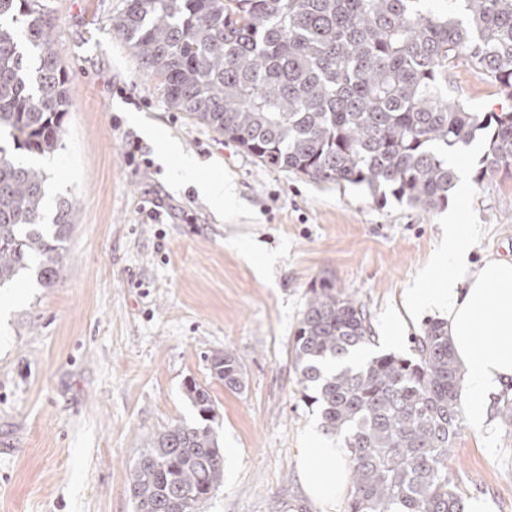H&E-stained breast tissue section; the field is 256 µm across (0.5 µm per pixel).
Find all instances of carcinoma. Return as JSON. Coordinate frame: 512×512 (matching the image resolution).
I'll list each match as a JSON object with an SVG mask.
<instances>
[{
  "label": "carcinoma",
  "instance_id": "cac0c4a2",
  "mask_svg": "<svg viewBox=\"0 0 512 512\" xmlns=\"http://www.w3.org/2000/svg\"><path fill=\"white\" fill-rule=\"evenodd\" d=\"M432 2L125 0L115 30L172 109L262 165L432 210L457 181L438 147L485 130L477 179L512 167V110L473 112L448 93L463 62L512 100V0ZM52 27L37 0H0V131L40 155L59 149L70 105ZM46 190L41 168L0 146V286L30 275L52 288L61 276L74 208L62 200L46 222ZM370 338L361 306L332 283L313 288L295 371L323 433L348 449L345 512H464L448 474L464 375L447 324H425L413 359L353 360ZM208 361L225 388H241L232 352ZM185 394L199 422L172 424L135 460V512H202L224 482L215 402L195 382Z\"/></svg>",
  "mask_w": 512,
  "mask_h": 512
}]
</instances>
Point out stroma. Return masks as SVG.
Masks as SVG:
<instances>
[{"instance_id":"obj_1","label":"stroma","mask_w":512,"mask_h":512,"mask_svg":"<svg viewBox=\"0 0 512 512\" xmlns=\"http://www.w3.org/2000/svg\"><path fill=\"white\" fill-rule=\"evenodd\" d=\"M70 75L59 150L40 157L47 214L74 204L62 274L51 288L22 277L0 288V512H134L127 473L154 436L198 418L187 381L216 404L211 427L234 466L204 512H344L313 501L297 454L320 428L303 400L293 339L314 283L326 279L367 313L371 343L439 251L448 215L478 225L468 262L512 257V169L477 177L476 136L460 151L447 206L374 201L259 164L186 113L171 109L113 28L123 0H39ZM475 112L512 107L470 68L449 76ZM158 136L146 139L141 125ZM230 178L238 208L217 215L195 183L158 161L166 140ZM143 163H129V145ZM161 208L163 223L148 218ZM229 350L245 383L214 379L208 355ZM493 397L481 426L463 420L448 473L463 499L512 512V426Z\"/></svg>"}]
</instances>
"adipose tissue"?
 Listing matches in <instances>:
<instances>
[{
	"label": "adipose tissue",
	"mask_w": 512,
	"mask_h": 512,
	"mask_svg": "<svg viewBox=\"0 0 512 512\" xmlns=\"http://www.w3.org/2000/svg\"><path fill=\"white\" fill-rule=\"evenodd\" d=\"M164 161L195 180L198 190L216 208L234 210L235 186L220 176H203L198 162L184 155L176 143L163 151ZM475 235L471 224H449L448 245L438 256L447 264L448 278L437 284L423 272L407 291L404 311H433L448 324L455 355L465 370L473 423L483 418V400L512 381V261L491 259L473 271L465 269V248ZM346 448L321 438L309 440L299 451V467L309 494L328 506L336 502L347 482Z\"/></svg>",
	"instance_id": "obj_1"
}]
</instances>
